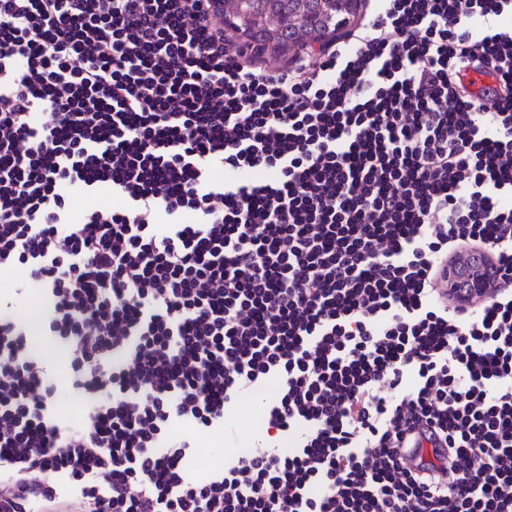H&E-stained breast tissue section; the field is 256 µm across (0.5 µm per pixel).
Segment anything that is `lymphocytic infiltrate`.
<instances>
[{
    "label": "lymphocytic infiltrate",
    "instance_id": "lymphocytic-infiltrate-1",
    "mask_svg": "<svg viewBox=\"0 0 512 512\" xmlns=\"http://www.w3.org/2000/svg\"><path fill=\"white\" fill-rule=\"evenodd\" d=\"M2 264L68 372L0 318V512H512V0H374L280 73L224 0H0ZM271 384L195 470L173 425ZM449 279H441L438 283V291L441 295L448 294V299L455 305L477 307L483 300V292L474 294L470 288H482L479 279L472 278L467 284L468 274L478 271L483 280H488L493 272V262L490 253L482 247H471L460 250L452 256L449 263ZM485 276V277H484ZM468 285L470 288H467ZM61 390H64V393L58 395L55 405L56 416L73 424L80 423L86 412V405L72 397L65 389ZM261 412V403L258 408H255L252 398H246L240 403L238 412L227 425V429L236 440L233 446H249L260 439L263 432ZM258 419L261 421L259 424H257Z\"/></svg>",
    "mask_w": 512,
    "mask_h": 512
}]
</instances>
